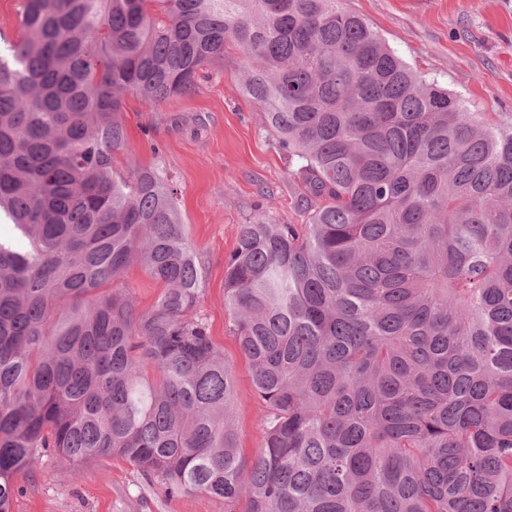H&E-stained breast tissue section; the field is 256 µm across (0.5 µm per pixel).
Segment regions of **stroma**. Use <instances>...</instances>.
Segmentation results:
<instances>
[{"label": "stroma", "mask_w": 512, "mask_h": 512, "mask_svg": "<svg viewBox=\"0 0 512 512\" xmlns=\"http://www.w3.org/2000/svg\"><path fill=\"white\" fill-rule=\"evenodd\" d=\"M365 19L420 77L460 96L470 112L512 113V0H341ZM243 58L200 71L193 93L150 107L125 98L123 117L136 165L164 171L177 191L190 240L201 249L204 291L196 310L235 375L237 444L253 458L263 442V404L224 305L225 260L241 225L257 219L302 224L304 191L260 106L240 87ZM12 512H224L203 493L168 496L139 467L105 459L71 476L54 457L21 472Z\"/></svg>", "instance_id": "1"}]
</instances>
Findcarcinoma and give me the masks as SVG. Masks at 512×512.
<instances>
[{
  "label": "carcinoma",
  "instance_id": "1",
  "mask_svg": "<svg viewBox=\"0 0 512 512\" xmlns=\"http://www.w3.org/2000/svg\"><path fill=\"white\" fill-rule=\"evenodd\" d=\"M0 47V512L52 454L244 512H512V115L426 82L339 0H23ZM246 60L304 224L240 227L224 305L263 401L193 309L200 249L122 112ZM138 266L163 286L137 308Z\"/></svg>",
  "mask_w": 512,
  "mask_h": 512
}]
</instances>
